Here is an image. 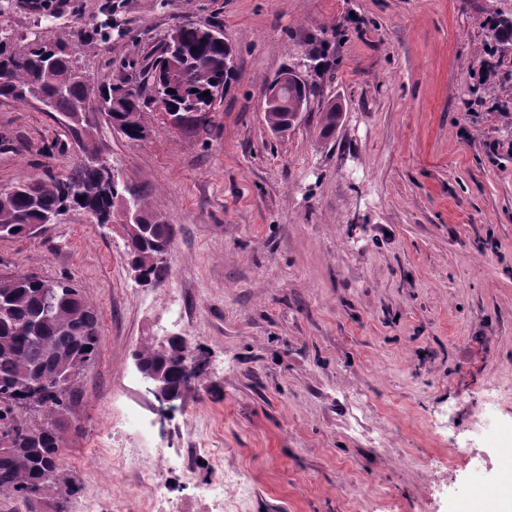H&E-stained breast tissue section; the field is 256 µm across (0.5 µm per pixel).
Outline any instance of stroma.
I'll return each instance as SVG.
<instances>
[{
	"mask_svg": "<svg viewBox=\"0 0 512 512\" xmlns=\"http://www.w3.org/2000/svg\"><path fill=\"white\" fill-rule=\"evenodd\" d=\"M512 0H0L19 45L70 30L92 80L140 81L185 22L224 32L234 68L198 120L145 115L126 139L95 104L79 123L0 98V187L58 176L93 148L172 227L167 275L139 284L121 225L80 210L0 239V275L69 278L99 315L100 353L78 378L61 465L82 490L0 512H137L145 492L102 446L131 408V448L162 493L205 496L179 474L205 439L252 488L248 512H490L512 487V52L488 53ZM319 69H306L308 53ZM490 69H483V62ZM317 85L301 123L273 134L263 95L284 69ZM342 107L330 136L320 114ZM183 336L206 371L167 421L143 344ZM499 396L505 431L471 423ZM485 457L473 473L465 452Z\"/></svg>",
	"mask_w": 512,
	"mask_h": 512,
	"instance_id": "stroma-1",
	"label": "stroma"
}]
</instances>
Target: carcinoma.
<instances>
[{
	"instance_id": "1",
	"label": "carcinoma",
	"mask_w": 512,
	"mask_h": 512,
	"mask_svg": "<svg viewBox=\"0 0 512 512\" xmlns=\"http://www.w3.org/2000/svg\"><path fill=\"white\" fill-rule=\"evenodd\" d=\"M490 26L497 37L493 49L512 48V42L502 39L503 31L512 33V19L494 17ZM201 29L195 23L174 28L185 73L180 83L169 79L168 39H163L161 55L147 65L148 97L139 87L78 78L72 56L59 43L34 39L19 47L11 33L0 31V97L34 99L48 111L68 116L84 111L93 100L114 129L138 141L146 129L144 112L154 99H168L166 113L187 123L195 120V113L213 108L222 96L233 68L231 50L222 30L215 27V35L207 36ZM268 91L272 96L264 119L282 137L300 122V108L308 106L313 85L295 70L285 69ZM340 118V108L328 102L321 112L322 134L336 130ZM124 199L118 180L106 181L97 168L82 162L72 164L61 177L45 180L32 175L21 187L0 191V238L33 234L47 215L70 209L85 212L98 224L99 216ZM131 206L141 221L123 225L129 265L139 271V281L157 284L167 273L160 249L171 244L170 227L160 222L148 190L131 196ZM45 285L44 279L24 274L0 278V392L7 391L14 401V407L0 408V436L11 437L10 449L0 451V496L25 503L44 493L64 499L79 490L76 480L60 469L65 422L57 411L62 402L74 404L81 392L75 382L64 386L57 378L84 371L101 345L98 313L71 280L58 281L49 311L43 299ZM198 358L183 339L145 344L134 352V360L144 370L165 373L175 390L185 384V365Z\"/></svg>"
}]
</instances>
